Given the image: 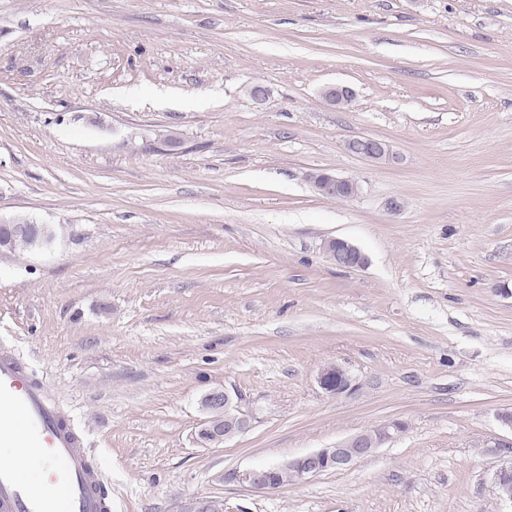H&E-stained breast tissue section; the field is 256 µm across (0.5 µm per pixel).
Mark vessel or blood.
Instances as JSON below:
<instances>
[{
	"mask_svg": "<svg viewBox=\"0 0 512 512\" xmlns=\"http://www.w3.org/2000/svg\"><path fill=\"white\" fill-rule=\"evenodd\" d=\"M0 447L36 463L0 464V512H112L97 465L67 414L53 404L7 344H0ZM52 492H45L44 484Z\"/></svg>",
	"mask_w": 512,
	"mask_h": 512,
	"instance_id": "b4317fda",
	"label": "vessel or blood"
}]
</instances>
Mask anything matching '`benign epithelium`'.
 Returning a JSON list of instances; mask_svg holds the SVG:
<instances>
[{
  "mask_svg": "<svg viewBox=\"0 0 512 512\" xmlns=\"http://www.w3.org/2000/svg\"><path fill=\"white\" fill-rule=\"evenodd\" d=\"M323 97L329 105L343 109L352 103L354 90L342 84L328 85L323 89ZM346 149L359 158L374 162L397 159L391 143L369 136L348 140ZM308 180L321 195L351 200L360 193V183L353 177L314 171L308 174ZM323 251L332 263L340 267H356L365 262V256L360 250L344 239L325 240ZM318 383L325 393L336 397L352 395L360 389L357 377L347 367L337 363L320 371ZM202 408L206 418L201 429L214 431L222 425L226 440L244 433L250 427V418L233 403L231 394L225 389H214L207 393L203 397ZM403 429L404 424L398 421L378 425L338 441L332 448H320L287 462L253 470L247 480L257 490H269L328 470H346L391 441ZM483 453L501 462L493 476L494 488L502 501L512 503V437L486 443Z\"/></svg>",
  "mask_w": 512,
  "mask_h": 512,
  "instance_id": "1",
  "label": "benign epithelium"
}]
</instances>
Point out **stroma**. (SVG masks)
I'll return each instance as SVG.
<instances>
[{
    "label": "stroma",
    "instance_id": "obj_1",
    "mask_svg": "<svg viewBox=\"0 0 512 512\" xmlns=\"http://www.w3.org/2000/svg\"><path fill=\"white\" fill-rule=\"evenodd\" d=\"M315 170L359 196H319ZM20 220L57 237L0 258V342L112 512H512L481 452L512 411V0H0V222ZM336 363L356 393L320 388ZM216 388L251 426L209 443ZM391 420L349 469L246 479ZM354 94L352 88L342 84L326 86L322 93L325 101L337 109L348 107L353 101ZM346 149L359 158L374 162H390L397 159V154L391 143L369 136L348 140ZM322 248L327 258L340 267H356L365 262V256L360 250L344 239H327Z\"/></svg>",
    "mask_w": 512,
    "mask_h": 512
}]
</instances>
